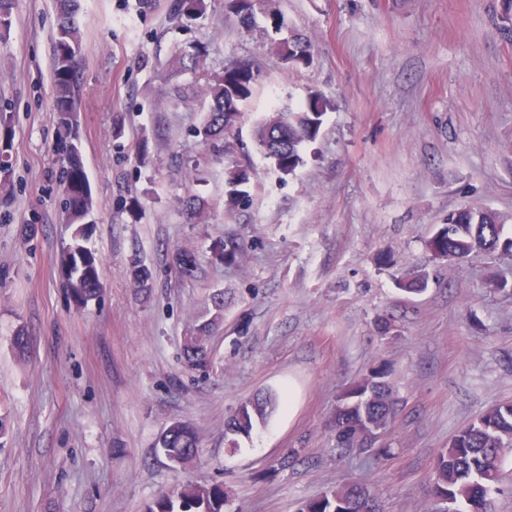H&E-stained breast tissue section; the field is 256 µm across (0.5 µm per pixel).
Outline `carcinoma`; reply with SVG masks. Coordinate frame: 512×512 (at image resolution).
I'll use <instances>...</instances> for the list:
<instances>
[{
	"label": "carcinoma",
	"instance_id": "obj_1",
	"mask_svg": "<svg viewBox=\"0 0 512 512\" xmlns=\"http://www.w3.org/2000/svg\"><path fill=\"white\" fill-rule=\"evenodd\" d=\"M502 12L496 28L500 36L512 41V0H501ZM59 28L54 54L53 98L59 128L77 121L76 56L81 36L76 24L77 0H58ZM241 85L235 77L224 85L220 79L207 87L210 104L205 133L220 136L233 111L231 86ZM320 123L317 112H279L258 130V142L265 153L279 162L293 164L299 145L313 136ZM63 189L69 221L80 224L92 207L90 185L81 150L74 143L66 146L63 157ZM512 218L491 209L461 208L448 214V231L436 240V247L448 255V261L462 259L475 251L512 252V231L505 224ZM68 272L74 299L86 303L100 292V275L95 258L77 244L61 256ZM208 326L185 337L183 355L190 365L206 360L205 337ZM279 405V398L267 394L242 404L227 422L226 433L248 434L253 422L264 423ZM397 412V398L384 368L371 371L343 392L336 405L333 437L336 449L368 428L388 430ZM162 454L183 467L192 464L197 453L193 430L184 424L172 425L160 442ZM512 453V401L495 405L476 421L456 434L437 456L432 473V491L443 504L430 512H492L493 500L504 494L501 471ZM148 512H224V490L186 484L148 508ZM301 512H381L375 495L353 483L302 505Z\"/></svg>",
	"mask_w": 512,
	"mask_h": 512
}]
</instances>
